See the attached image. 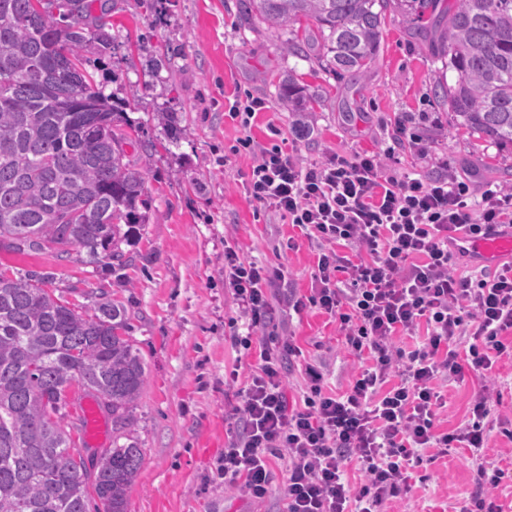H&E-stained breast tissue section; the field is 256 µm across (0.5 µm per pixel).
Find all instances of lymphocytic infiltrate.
I'll return each mask as SVG.
<instances>
[{
    "label": "lymphocytic infiltrate",
    "instance_id": "f902f5d3",
    "mask_svg": "<svg viewBox=\"0 0 512 512\" xmlns=\"http://www.w3.org/2000/svg\"><path fill=\"white\" fill-rule=\"evenodd\" d=\"M247 193L320 247L318 288L308 301H287V308L298 313L309 304L339 318L349 352L371 364L334 397L324 393L322 373L308 368V392L302 404H290L285 374L295 346L251 334L271 313L268 284L284 273L227 252L228 285L250 328L233 333L232 341L255 351L257 362L232 408L239 428L216 463L225 487L265 498L271 465L283 460L285 512H378L387 498L408 490L420 449L444 453L457 442L480 455L489 431L485 395L471 403L472 423L441 432L436 383L463 379L468 368L488 373L506 353L512 263L492 274L454 276L451 235L512 227V190L489 185L477 195L448 173L413 178L367 153L301 167L275 147L261 150ZM339 245L358 252V260L338 256ZM340 271L349 272L348 287H339ZM421 320L428 327L422 345L409 352L396 347L395 336ZM464 338L470 344L462 350ZM353 458L365 473L357 487L345 473Z\"/></svg>",
    "mask_w": 512,
    "mask_h": 512
}]
</instances>
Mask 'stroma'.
Masks as SVG:
<instances>
[{"label":"stroma","instance_id":"obj_1","mask_svg":"<svg viewBox=\"0 0 512 512\" xmlns=\"http://www.w3.org/2000/svg\"><path fill=\"white\" fill-rule=\"evenodd\" d=\"M92 14L102 18L113 45L88 49L89 71L105 93L127 101L140 140L155 145L149 154L129 151L147 174L138 206L144 221L124 247L132 261L114 271L90 263L79 247L62 261L2 249L0 268L47 269L57 289H68L69 301L90 309L105 297L126 308L127 334L146 363L135 410L144 462L128 490V512H283V462H273L271 491L260 500L225 489L214 475L236 428L235 389L245 386L253 362L230 339L238 313L224 282L225 252L284 269V280L269 287L275 314L259 335L292 337L301 351L287 367L290 400L303 394L306 366L321 371L326 392L340 394L361 363L346 349L334 317L314 307L284 312L279 298L286 290L309 295L317 254L300 227L249 200L244 185L254 157L239 138L248 134L280 146L305 164L374 153L411 175L436 173L444 163L476 189L487 183L512 188V146L454 125L435 95L438 82L454 83V72L393 11L374 62L355 79L289 56L285 33L241 21L236 0H94ZM287 74L309 97L305 113L289 111L278 97ZM251 95L265 99L267 108L246 131L228 109ZM166 112L176 118L177 137L162 120ZM400 122L425 155L393 149ZM234 371L236 386H225ZM492 374V428L481 455L504 470L491 494L501 512H512V358L502 357ZM481 385L471 374L449 382L441 430L463 427ZM422 458L411 470L409 491L383 503L384 512H469L477 490L471 450L439 456L428 449Z\"/></svg>","mask_w":512,"mask_h":512}]
</instances>
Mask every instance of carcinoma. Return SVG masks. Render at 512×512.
Instances as JSON below:
<instances>
[{
  "mask_svg": "<svg viewBox=\"0 0 512 512\" xmlns=\"http://www.w3.org/2000/svg\"><path fill=\"white\" fill-rule=\"evenodd\" d=\"M0 0V247L14 253L87 249L122 268L146 173L126 147L137 143L119 103L94 84L83 52L111 36L90 0ZM240 0L243 17L283 29L315 26L318 53L292 34L288 54L340 77L361 75L376 55L382 22L399 12L421 39L443 28L437 54L456 73L439 83L457 124L512 145V0ZM279 98L295 112L306 96L288 76ZM127 229H122V226ZM52 272L0 271V512H88L85 465L72 440L68 390L79 384L112 413V449L93 488L103 512H127L143 463L134 410L145 382L140 351L126 336L127 311L108 299L87 312L47 290Z\"/></svg>",
  "mask_w": 512,
  "mask_h": 512,
  "instance_id": "carcinoma-1",
  "label": "carcinoma"
}]
</instances>
